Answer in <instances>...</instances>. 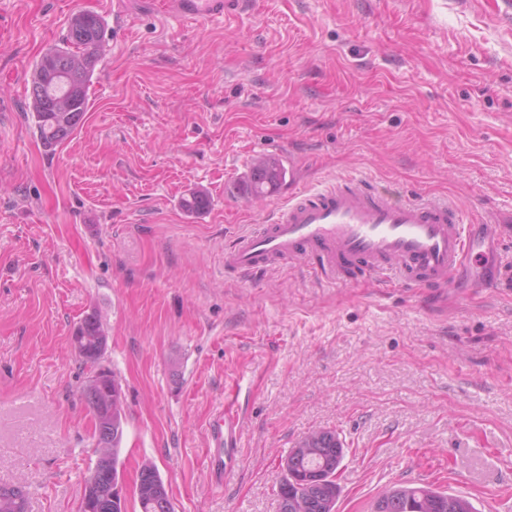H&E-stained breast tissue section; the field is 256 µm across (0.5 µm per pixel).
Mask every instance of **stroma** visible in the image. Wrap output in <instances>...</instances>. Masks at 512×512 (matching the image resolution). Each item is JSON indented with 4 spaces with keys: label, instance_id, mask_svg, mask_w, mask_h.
<instances>
[{
    "label": "stroma",
    "instance_id": "obj_1",
    "mask_svg": "<svg viewBox=\"0 0 512 512\" xmlns=\"http://www.w3.org/2000/svg\"><path fill=\"white\" fill-rule=\"evenodd\" d=\"M500 0H243L224 22L112 0H0V483L29 512H78L96 460L71 336L96 314L125 395L127 512L153 462L175 512H279L305 433L345 445L336 512H371L428 475L479 512H512V19ZM104 41L76 133L45 152L28 118L35 61L73 15ZM287 154L267 199L229 190ZM347 177L496 225L444 291L326 284L286 265L224 269L235 235L294 186ZM204 192L208 206L181 200ZM240 412L224 489L208 424Z\"/></svg>",
    "mask_w": 512,
    "mask_h": 512
}]
</instances>
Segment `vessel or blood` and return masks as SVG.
Listing matches in <instances>:
<instances>
[{
	"mask_svg": "<svg viewBox=\"0 0 512 512\" xmlns=\"http://www.w3.org/2000/svg\"><path fill=\"white\" fill-rule=\"evenodd\" d=\"M144 3L177 19L214 20L230 17L240 0ZM496 235L490 224H461L451 206L406 201L346 179L321 190H299L270 221L237 234L224 250V268L252 275L302 263L326 283L355 269L386 288L439 289L467 267L483 240ZM208 440L207 468L220 487L236 468L237 421L214 418Z\"/></svg>",
	"mask_w": 512,
	"mask_h": 512,
	"instance_id": "1",
	"label": "vessel or blood"
}]
</instances>
